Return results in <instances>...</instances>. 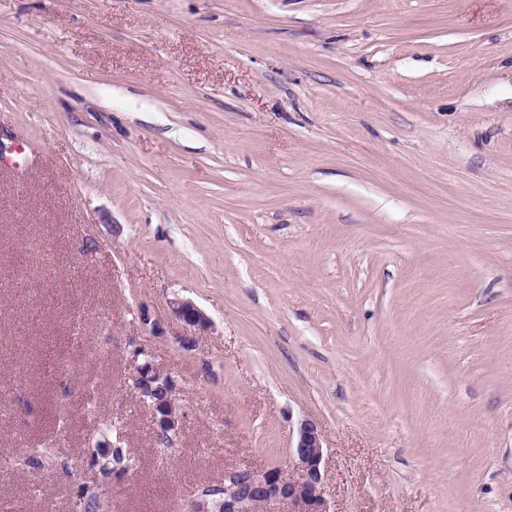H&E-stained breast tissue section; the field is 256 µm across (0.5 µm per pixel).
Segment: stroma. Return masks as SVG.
Instances as JSON below:
<instances>
[{"mask_svg":"<svg viewBox=\"0 0 512 512\" xmlns=\"http://www.w3.org/2000/svg\"><path fill=\"white\" fill-rule=\"evenodd\" d=\"M0 138V506L186 512L309 419L329 512H512V0H0ZM172 312L187 326L205 331L211 326L208 316L189 300L176 299L170 303ZM134 353L137 357H143L142 363L137 368L135 378L136 389L141 395L154 385H169L172 387L168 405L161 415L153 412V420L158 432L163 431L175 436L182 426V416L179 407L176 405L174 395V393L176 394V382L166 369L155 363L151 353L141 349L135 350ZM58 448L55 445L34 448L24 459V464L34 469H49L57 464Z\"/></svg>","mask_w":512,"mask_h":512,"instance_id":"stroma-1","label":"stroma"}]
</instances>
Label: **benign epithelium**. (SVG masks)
<instances>
[{"mask_svg": "<svg viewBox=\"0 0 512 512\" xmlns=\"http://www.w3.org/2000/svg\"><path fill=\"white\" fill-rule=\"evenodd\" d=\"M172 312L187 326L204 331L211 326L208 316L189 300L170 302ZM142 358L137 368L135 386L143 394L155 385L176 387L173 376L153 360L151 353L138 349ZM155 428L167 434H177L182 416L175 397H170L163 412L153 413ZM324 446L317 426L310 420L302 421L291 447L293 471L280 466L263 470H248L246 477L237 471L224 474V512H278L276 506L288 505V512H328L322 494Z\"/></svg>", "mask_w": 512, "mask_h": 512, "instance_id": "obj_1", "label": "benign epithelium"}]
</instances>
